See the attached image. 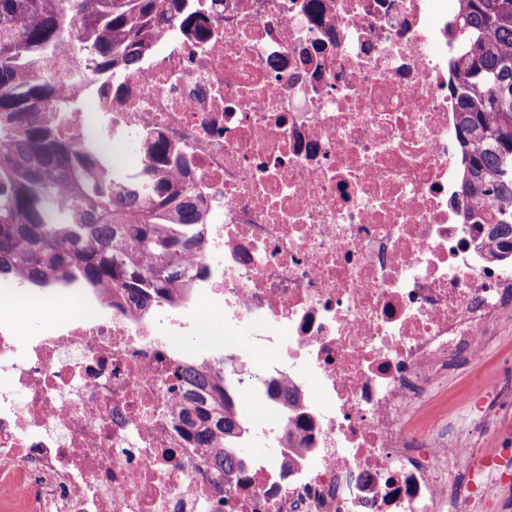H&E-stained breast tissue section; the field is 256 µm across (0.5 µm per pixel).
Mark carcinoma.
<instances>
[{
	"label": "carcinoma",
	"instance_id": "cac0c4a2",
	"mask_svg": "<svg viewBox=\"0 0 512 512\" xmlns=\"http://www.w3.org/2000/svg\"><path fill=\"white\" fill-rule=\"evenodd\" d=\"M185 0H0V287H76L113 305L132 296L140 310L173 304L175 288L205 276V225L187 184L153 179L148 163L132 184L112 149V167L94 166L84 137H61L46 112H64L69 84L88 88L109 72L134 68L155 25ZM448 34L457 92L456 139L463 167L459 195L474 201L464 224H496L491 256L512 258V0H458ZM198 254L189 268L185 256ZM173 377L193 391L174 419L195 448H211L227 476L246 464L245 432L231 386L192 363Z\"/></svg>",
	"mask_w": 512,
	"mask_h": 512
}]
</instances>
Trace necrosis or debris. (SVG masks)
<instances>
[{"label":"necrosis or debris","mask_w":512,"mask_h":512,"mask_svg":"<svg viewBox=\"0 0 512 512\" xmlns=\"http://www.w3.org/2000/svg\"><path fill=\"white\" fill-rule=\"evenodd\" d=\"M446 0H188L96 111L104 149L161 138L207 226L194 296L264 359L250 387L270 456L217 476L171 418L177 341L133 303L78 304L33 335L0 326V512H486L512 483V367L463 417L419 428L448 377L512 325V261L458 217ZM464 468H457V461Z\"/></svg>","instance_id":"necrosis-or-debris-1"}]
</instances>
